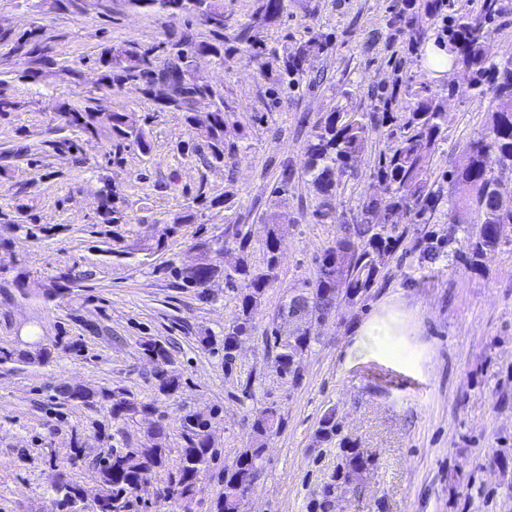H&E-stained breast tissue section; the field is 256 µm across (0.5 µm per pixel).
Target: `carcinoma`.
Returning a JSON list of instances; mask_svg holds the SVG:
<instances>
[{"label": "carcinoma", "mask_w": 512, "mask_h": 512, "mask_svg": "<svg viewBox=\"0 0 512 512\" xmlns=\"http://www.w3.org/2000/svg\"><path fill=\"white\" fill-rule=\"evenodd\" d=\"M133 11H157L172 16L189 15L208 27L214 34L212 42L191 44L184 33L177 34L166 46L167 57L154 68L152 48L133 43H114L101 51L98 63L105 68L102 85L121 87L126 83H142L144 92L152 94L157 80H167L172 94L159 102L160 109L186 113V122L206 141L210 155L206 162L224 164V138L227 121L224 101L210 112H196L194 105L201 98H213L215 91L203 78L195 75L188 65V54L205 52L218 63H224L225 16L223 0H124ZM443 7L442 0H412L411 14L404 18L409 41L417 46L429 37L423 19L433 18ZM283 0H254L250 22L242 25L235 39L246 50L260 57L264 51V27L278 18ZM508 14L506 0H483L477 13L461 11L448 20L441 34L456 48L451 59L455 66L472 73L471 92L482 97L485 91L494 94V109L485 131L466 145L462 158L450 171V183L465 187L462 197L448 195V219L461 225L462 242L477 257L498 251L505 244L504 228L512 225V210L500 209L492 189L498 181L497 170L512 166V56L498 59L489 52L494 23ZM323 45L315 40L296 44L277 59L285 72L299 74L311 53ZM50 48L30 45V38L20 36L12 47L18 63L34 76V66L48 60ZM412 98L410 111L395 112L393 106L400 94ZM445 90L428 82L405 89L398 85L377 95L379 105L374 112H353L344 105L334 107L309 132L302 148L303 175L318 199V212L323 218L336 219V176L354 173L355 164L364 151L369 135L382 128L389 129L388 138L394 143L380 152L374 168V178L384 185V196H367L358 212L349 220L339 221V232L332 245L316 262L312 277L297 281L288 291L277 314L267 329V345L275 351V360L283 367L280 378L295 387L302 381L301 363L315 337L306 329L284 334L291 302L310 301L315 304L317 317L324 318L337 311L340 299L353 304L373 287L380 266L399 244L400 217L410 215L424 219L443 198L442 188L431 183V161L442 134L447 129V113L440 100ZM66 124L78 128L90 139L117 141L150 153L145 129L133 112H102L90 106H61ZM268 225L265 240L266 267L253 268L240 259L238 265L224 270V280L236 284L239 292V313L224 328L222 356L234 359L231 343L237 336H249L254 312L265 290L270 287L280 261L281 244L287 231L283 216L274 208L265 215ZM174 278L184 288L203 287L219 270L204 252L187 254L172 267ZM57 352L77 353L79 346L60 337L51 345L33 349L0 348V364L44 363ZM157 390L175 397L182 393L180 378L170 374L156 379ZM68 401L92 411L106 409L112 420L125 422L138 416L154 414L149 403L137 402L122 389L98 390L81 387L65 390ZM212 413L192 410L182 418L185 445L179 461L168 465V449L161 440L167 435V423L161 416L146 428L143 441L135 448H109L95 460L94 497L84 496V487L62 469L67 458L60 459L57 479L51 485L61 512H130L132 497L152 483L159 485L158 498L164 501L191 503L198 494L199 480L215 460L216 452L206 437ZM283 426L279 408L269 405L260 409L252 421V445L224 466V488L216 498L214 512H241L243 495L252 489L260 471L259 460L268 439ZM336 413L328 411L318 430L319 438L330 442L336 437ZM344 460L336 475L326 482L320 497L312 502V512H336V489L341 482L359 483L369 468L370 458L358 448L340 443Z\"/></svg>", "instance_id": "1"}]
</instances>
